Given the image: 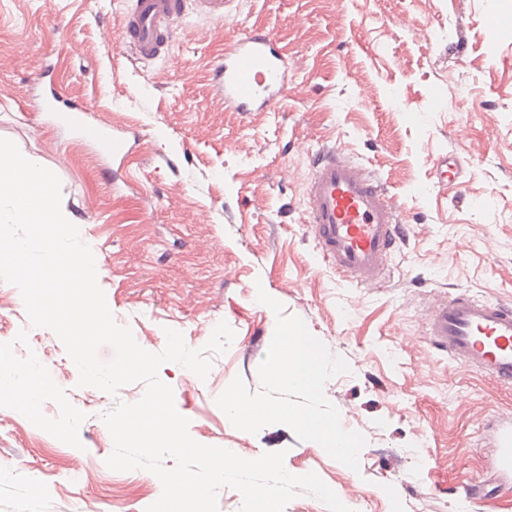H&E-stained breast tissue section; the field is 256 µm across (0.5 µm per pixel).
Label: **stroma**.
<instances>
[{
    "label": "stroma",
    "instance_id": "obj_1",
    "mask_svg": "<svg viewBox=\"0 0 512 512\" xmlns=\"http://www.w3.org/2000/svg\"><path fill=\"white\" fill-rule=\"evenodd\" d=\"M124 0H0V138L54 171L62 206L82 222L120 325L161 351L164 331L203 347L234 331L207 378L159 371L189 434L246 459L285 454L317 473L351 512H512V489L472 498L490 479L482 426L512 416V386L435 352L424 313L468 291L512 301V33L488 28L490 0H240L224 22L190 17L169 53L131 64L116 34ZM270 25L295 73L272 112H232L211 91L224 44ZM53 70L62 93L136 128L135 186L113 190L88 136L42 124L33 79ZM325 141L373 169L406 217L386 282L359 288L323 267L301 222L308 155ZM462 163L437 185L440 156ZM304 320L349 373L326 398L364 434L359 470L273 424L251 434L217 397L257 369L276 318L258 289ZM0 363L46 374L36 411L0 400V512H145L161 495L144 469L115 471L102 420L144 383L110 396L78 386L57 335L31 327L19 289L0 281Z\"/></svg>",
    "mask_w": 512,
    "mask_h": 512
}]
</instances>
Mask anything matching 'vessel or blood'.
Here are the masks:
<instances>
[{
	"label": "vessel or blood",
	"instance_id": "1",
	"mask_svg": "<svg viewBox=\"0 0 512 512\" xmlns=\"http://www.w3.org/2000/svg\"><path fill=\"white\" fill-rule=\"evenodd\" d=\"M121 41L131 57H162L175 27L189 14L223 20L238 0H128ZM292 77L286 53L272 30L255 25L224 47L213 92L234 112H269L287 94ZM36 112L51 125L90 130L113 172L125 169L132 151L126 130L97 121L94 107L54 92L35 97ZM303 222L320 261L360 288H376L405 237L406 220L385 185L366 166L335 145L310 156ZM425 336L434 349L482 375L512 385V302H490L467 293L440 300L425 316ZM487 433L491 464L501 485H512V417L494 421Z\"/></svg>",
	"mask_w": 512,
	"mask_h": 512
}]
</instances>
